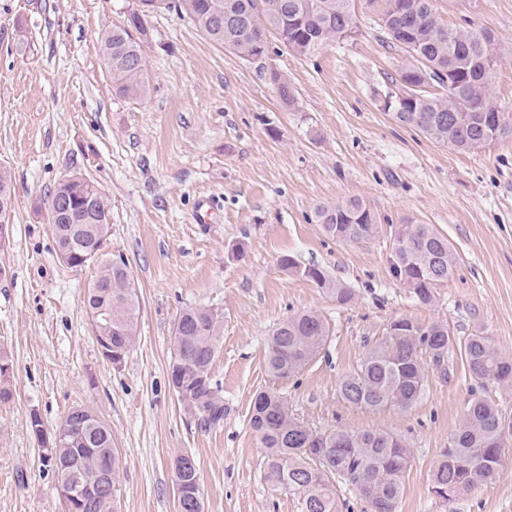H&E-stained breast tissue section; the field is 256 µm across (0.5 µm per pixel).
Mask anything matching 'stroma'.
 Instances as JSON below:
<instances>
[{"instance_id": "35a3bbf8", "label": "stroma", "mask_w": 512, "mask_h": 512, "mask_svg": "<svg viewBox=\"0 0 512 512\" xmlns=\"http://www.w3.org/2000/svg\"><path fill=\"white\" fill-rule=\"evenodd\" d=\"M133 0H0V172L15 190L0 244V353L12 396L0 401V512H65L57 476L29 427L87 407L112 428L122 457L117 512H178L173 459L188 452L203 512H301L272 492L265 451L249 417L257 390L276 386L290 412L317 430H381L412 451L397 512H512V446L498 480L446 502L431 491L434 466L473 393L512 416V396L479 387L459 354L430 369L407 412H366L342 401L339 379L367 341L406 318L480 332L512 355V137L460 153L397 123L379 106L410 57L387 43L384 0H355L351 37L300 57L272 42L247 62L214 46L184 15L154 14L144 47L148 92L115 93L98 40ZM449 27L489 30L501 51L494 100L512 114V0H433ZM291 83L283 105L268 79ZM91 176L111 209L108 249L124 256L139 296V336L121 365L102 356L82 304L94 268L63 267L37 202L64 175ZM357 196L379 234L328 238L321 204ZM211 199L209 223L196 221ZM431 224L456 255L431 303L392 277L386 255L397 224ZM316 266L356 293L349 306L298 274L282 256ZM224 315L211 377L224 398L221 426L200 429L169 385L180 313ZM315 311L330 337L297 378L273 382L268 336L288 316Z\"/></svg>"}]
</instances>
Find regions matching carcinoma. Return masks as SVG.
<instances>
[{"label": "carcinoma", "instance_id": "1", "mask_svg": "<svg viewBox=\"0 0 512 512\" xmlns=\"http://www.w3.org/2000/svg\"><path fill=\"white\" fill-rule=\"evenodd\" d=\"M143 8L101 35L100 53L122 97L139 98L149 87L144 55L149 42L148 18L161 10H176L193 21L214 45L251 61L263 57L270 38L300 56L314 55L327 43L353 28L352 0H141ZM433 0H385L380 27L391 43L401 47L412 62L391 78L420 87L405 104L396 121L460 153L480 151L493 142L512 137V117L500 113L492 97L500 51L485 29L450 28L432 6ZM281 100L296 104L286 77L269 76ZM437 84L442 94L427 87ZM90 198L61 210L55 223L61 228H84L82 239L95 248L107 246L98 225L110 231V205L98 184H89L80 173L56 183L44 198ZM323 232L340 241L358 242L379 233L374 213L351 197L316 209ZM397 268L393 278L412 285L410 293L429 304L436 289L453 276L456 258L448 238L430 224H398L394 228ZM102 253L97 272L84 294L83 305L107 310L111 320L95 334L112 344L132 348L137 341L139 298L127 263H109ZM282 270L300 274L324 289L340 305L355 301L352 289L333 282L317 267H301L291 257L279 260ZM224 315L208 308L184 310L173 327V353L169 368L191 386L192 397L203 402L209 419L204 428L224 422V398L214 387L211 367L220 352ZM329 337V326L314 311L285 319L267 340L265 367L276 380L296 377L320 354ZM459 345L462 359L480 386L492 384L512 393V356L500 352L491 339L473 334L461 343L440 324L422 326L409 319L394 320L389 330L367 350L353 371L344 375L337 391L345 402L368 412L409 411L419 400L427 380L423 358L440 367L450 350ZM250 427L266 453L265 478L273 492L298 498L301 512H340V488L349 487L369 506L370 512H395L404 494V474L411 449L397 437L373 430L334 429L320 432L295 418L274 388L255 394ZM512 436V418L491 400L473 395L448 447L442 449L432 474V491L451 501L480 485L500 478L505 470L504 447ZM53 465L69 460L83 465L82 476L95 479L100 462L107 461L108 477L97 496L76 500L67 494L71 476L57 471L66 512H115L114 491L122 459L112 429L104 422L71 430L69 446L46 449Z\"/></svg>", "mask_w": 512, "mask_h": 512}]
</instances>
